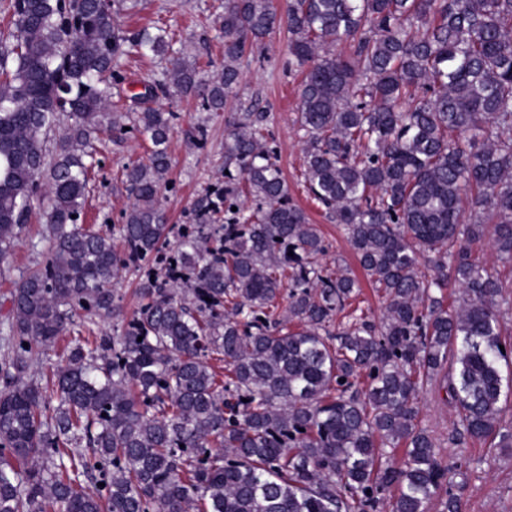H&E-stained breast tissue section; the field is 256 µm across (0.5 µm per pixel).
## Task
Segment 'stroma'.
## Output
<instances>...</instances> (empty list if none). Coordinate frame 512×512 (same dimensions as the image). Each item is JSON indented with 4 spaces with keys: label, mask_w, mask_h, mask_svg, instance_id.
Wrapping results in <instances>:
<instances>
[{
    "label": "stroma",
    "mask_w": 512,
    "mask_h": 512,
    "mask_svg": "<svg viewBox=\"0 0 512 512\" xmlns=\"http://www.w3.org/2000/svg\"><path fill=\"white\" fill-rule=\"evenodd\" d=\"M224 0H139L136 8L120 11L121 28L130 32L166 29L173 33L172 55L199 59L219 69L224 62V35L219 22ZM166 59L141 56L128 49L122 57L112 100L119 106L122 135L96 143L83 221L101 232L115 233L124 213L133 202L123 182L125 164L144 158L149 148L135 128V112L129 105L132 94L141 92L144 83L161 79ZM242 78L233 101L238 111L266 113L268 141L276 150L277 164L288 184L292 202L305 210L318 224L330 250L322 262L329 268H343L361 278V290L352 304L371 319H378L384 299L369 282L350 248L341 225L329 219L322 207L306 193L303 184L305 138L298 118L301 74L288 53L285 32H277L264 43L253 46L241 61ZM164 108L177 115L169 139L171 167L159 200L168 219L169 243H176L183 225L191 223L195 203L207 192L224 185V118L202 111L196 99L164 101ZM205 126L204 144H196L190 132ZM31 217L5 262H0V338L8 333L6 315L9 293L22 274L39 263L49 245V233L42 213L47 204L44 191L32 197ZM119 320H102L83 315L79 325L59 336L54 347L43 354L38 365L43 377H52L63 365V350L74 337L118 336ZM445 392L438 384L425 386L419 398L417 421L434 439L437 452L449 469L452 491L461 500V512H512V448H492L465 439L454 441V411L445 403Z\"/></svg>",
    "instance_id": "1"
}]
</instances>
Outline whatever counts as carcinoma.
Wrapping results in <instances>:
<instances>
[{
	"instance_id": "carcinoma-1",
	"label": "carcinoma",
	"mask_w": 512,
	"mask_h": 512,
	"mask_svg": "<svg viewBox=\"0 0 512 512\" xmlns=\"http://www.w3.org/2000/svg\"><path fill=\"white\" fill-rule=\"evenodd\" d=\"M4 13L0 261L45 175L51 246L10 292L0 512H426L446 472L417 404L445 368L456 437L512 448L500 423L512 296L475 250L488 240L512 262V0H224V69L206 79L173 57L165 80L132 96L150 149L124 168L122 251L78 224L85 158L123 130L111 106L126 44L165 57L167 36H127L103 0H8ZM280 28L304 74L305 187L383 290L377 325L354 316L332 330L360 283L320 265L329 244L291 201L261 112L228 116L224 189L165 252L175 114L150 102L192 93L202 111H225L246 50ZM149 258L165 278L141 283L120 336L75 338L47 392L35 349L77 308L120 316L112 282ZM448 288L458 304H445Z\"/></svg>"
}]
</instances>
